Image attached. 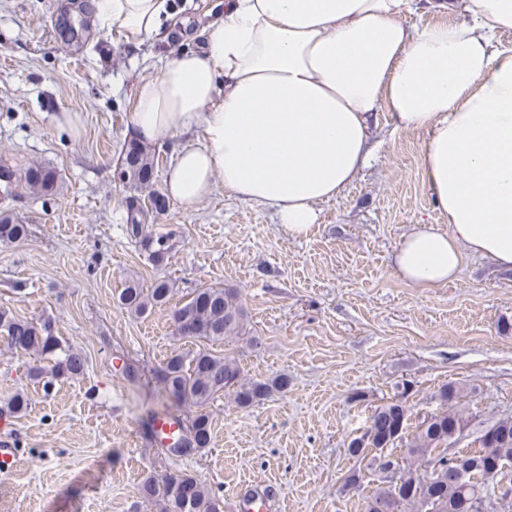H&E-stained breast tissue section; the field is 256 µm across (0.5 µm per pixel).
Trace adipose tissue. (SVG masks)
I'll use <instances>...</instances> for the list:
<instances>
[{"label":"adipose tissue","mask_w":512,"mask_h":512,"mask_svg":"<svg viewBox=\"0 0 512 512\" xmlns=\"http://www.w3.org/2000/svg\"><path fill=\"white\" fill-rule=\"evenodd\" d=\"M414 0H224L203 48L166 60L136 91L130 127L182 144L167 179L185 209L216 185L275 209L296 237L373 156L370 121L427 135L423 178L447 229L415 225L394 253L418 288L453 281L465 254L512 271V0H427L461 21L422 28ZM100 28L127 43L171 38L167 0H96Z\"/></svg>","instance_id":"adipose-tissue-1"}]
</instances>
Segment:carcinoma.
I'll return each mask as SVG.
<instances>
[{"label":"carcinoma","instance_id":"obj_1","mask_svg":"<svg viewBox=\"0 0 512 512\" xmlns=\"http://www.w3.org/2000/svg\"><path fill=\"white\" fill-rule=\"evenodd\" d=\"M119 177L129 185L147 188L155 181V155L139 140L132 138L120 151L116 167ZM0 172L10 177L1 181L3 191L17 189L34 196H51L55 193L60 177L51 168L32 163L20 169L7 165ZM167 199L157 191L148 195V203L137 199L126 203L123 231L138 243L147 261L153 265L164 263L172 248L170 237L155 235L148 219L161 214ZM28 225L20 224L10 215L0 216V241L19 242L28 237ZM172 289L164 280L145 288L132 280L117 295L118 304L131 314L144 315L158 305L166 304ZM173 336L178 340L206 343L196 351L174 350L156 371L163 395L177 402L195 407L193 415L178 420L181 439L169 452L177 456L200 453L211 444L212 418L208 406L221 395H228L235 405L249 409L274 394L288 390V377L272 381L243 379L236 360L212 351L207 344H221L233 336L245 334L247 312L232 288H199L185 302L173 307ZM0 335L9 348L41 360L53 362L50 368L34 364L29 368L31 380L48 393L55 381L81 374L86 358L77 348L64 344L55 335L48 320H29L0 311ZM29 400L22 392L13 394L3 410L22 416L29 410ZM462 410L445 409L425 415L413 432H408V414L399 399L377 409L369 417L365 432L348 444L351 456L370 462H380L379 456L367 457L368 449L380 451L391 448L397 441H405L402 460L412 464H399V479L382 482L365 500L364 512H408L423 510L428 502L436 505L435 512H460L459 504L495 494L497 482L481 472L475 463L492 459L502 464L504 471L499 479L512 485V418H501L485 427L479 437L480 449L459 454L460 461L448 458V446L455 442L454 435L465 428ZM466 475H461L462 469ZM140 494L147 499L162 502L164 512H223V502L212 494L192 473L171 471L156 476L146 475L140 482Z\"/></svg>","mask_w":512,"mask_h":512}]
</instances>
